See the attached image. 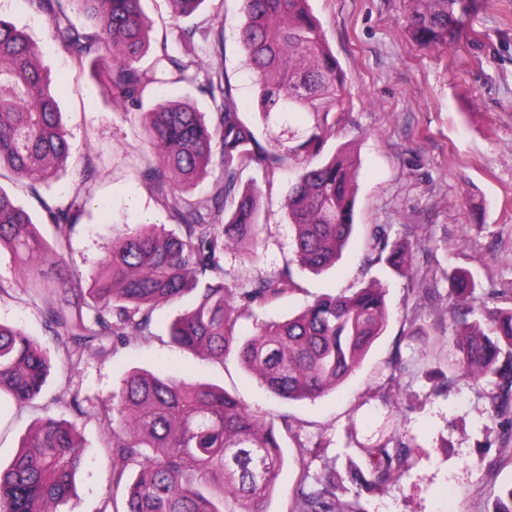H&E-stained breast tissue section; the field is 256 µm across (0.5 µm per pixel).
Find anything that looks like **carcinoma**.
I'll list each match as a JSON object with an SVG mask.
<instances>
[{"label":"carcinoma","instance_id":"carcinoma-1","mask_svg":"<svg viewBox=\"0 0 512 512\" xmlns=\"http://www.w3.org/2000/svg\"><path fill=\"white\" fill-rule=\"evenodd\" d=\"M142 0H25L46 17L53 40L82 70L101 56L112 58L106 81L112 100L126 112L141 111L149 94L161 98L143 112V136L152 147L141 178L156 185L165 209L180 228L140 224L108 250L103 272L88 288L66 266L64 250L77 221L75 202L47 201L39 186L58 176L70 154L48 80L35 66L38 46L0 19V179L28 182L40 198L44 224L56 231L43 239L30 214L0 188V253L8 251L14 275L44 304L45 326L63 340L66 363L87 351L128 345L151 334L158 303L191 302L168 323L170 343L204 360L235 355L274 396L314 401L336 390L360 367L389 319L386 288L380 284L349 294L317 298L284 320L264 322L244 336L255 312L297 288L291 266L278 275L224 284V252L258 243V195L239 190L251 168L271 173L297 170L284 201L294 230V263L320 274L336 265L355 231L357 168L344 149L325 156L328 134L342 120L348 80L327 46L308 0H239L245 23L240 42L257 88L258 122L281 126L272 143L261 142L255 124L243 118L224 70L168 51L143 65L153 21ZM405 29L421 46L446 50L453 42L462 0H405ZM84 26H77L72 15ZM192 85L214 111L205 121L196 108L166 94ZM306 114L298 129L288 116ZM218 171L211 191L190 189ZM373 261L395 274L413 276V250L374 226ZM56 265L58 276L42 281L35 259ZM449 296L465 306L476 285L464 272L448 274ZM491 326L464 319L451 336L459 356L453 367L492 384V420L512 436V307L489 316ZM52 364L39 341L17 326L0 324V410L22 407L42 393ZM112 493L122 492L124 512H268L284 458L280 439L288 418L253 414L224 388L174 375L133 370L112 393ZM412 444L365 448L367 470L351 479L381 489L401 479ZM84 465L78 421L47 415L24 439L8 466L0 467V512H58L75 495ZM332 475L310 489L305 468L289 512H362L358 499L337 494Z\"/></svg>","mask_w":512,"mask_h":512}]
</instances>
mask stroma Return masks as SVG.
I'll return each instance as SVG.
<instances>
[{
  "label": "stroma",
  "mask_w": 512,
  "mask_h": 512,
  "mask_svg": "<svg viewBox=\"0 0 512 512\" xmlns=\"http://www.w3.org/2000/svg\"><path fill=\"white\" fill-rule=\"evenodd\" d=\"M309 6L348 77L350 102L326 150L345 147L357 158L358 233L334 268L320 275L295 272L296 290L258 310L244 330L285 319L319 296L375 281L387 288V328L361 367L314 401H281L236 356L206 362L172 346L166 326L178 311L174 304L159 307L150 336L86 353L67 368L64 344L45 333L42 301L16 283L9 253L0 254V283L7 288L0 294V322L27 330L57 362L41 400L10 411L9 428L0 435V462H9L54 395H77L91 414L80 425L85 465L77 496L63 512H100L112 495L105 451L112 432L99 415L135 367L224 387L264 418L287 416L285 465L269 512H287L303 462L313 477L333 472L344 478L348 496L358 497L363 512H490L498 489L512 482V465L494 475L479 466L502 446L490 418L491 384L439 375L455 360L448 342L449 272L462 269L473 278L474 317L486 319L483 300L491 291L496 307H512V0H463L455 40L444 52L419 46L405 32L401 0H309ZM142 7L155 29L166 33L169 50L186 53L179 34L196 29V54L204 66L224 69L240 112L252 116L256 89L239 39L245 18L238 0H205L188 18L175 17L170 0H142ZM0 18L39 46L38 65L52 81L71 144L59 179L41 185L39 195L9 179L0 188L36 217L42 214L40 199H86L67 259L91 277L107 246L129 227H175L159 190L139 174L149 147L138 117L113 108L108 61L94 71L75 70L44 17L24 0H0ZM89 164L98 174L86 182ZM242 182L258 191L266 230L256 257L225 253L224 281L230 286L275 276L293 257V229L284 209L288 173L255 168L244 172ZM376 224L412 246L413 279L367 261ZM396 355L405 365L400 373L392 367ZM399 441L414 450L398 483L370 490L347 482L351 465H366L363 449Z\"/></svg>",
  "instance_id": "1"
}]
</instances>
